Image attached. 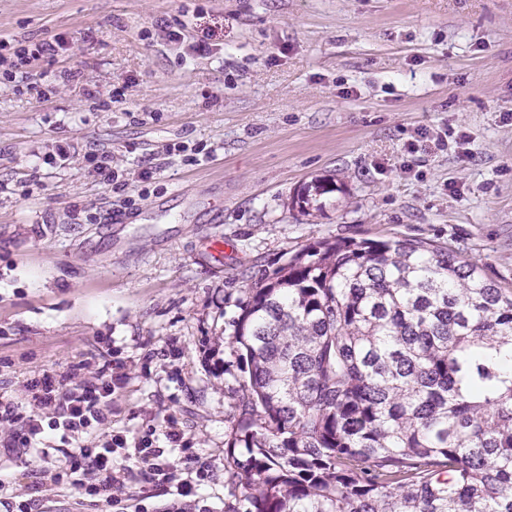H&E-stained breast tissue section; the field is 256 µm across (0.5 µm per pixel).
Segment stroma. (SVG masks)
I'll list each match as a JSON object with an SVG mask.
<instances>
[{"instance_id":"35a3bbf8","label":"stroma","mask_w":512,"mask_h":512,"mask_svg":"<svg viewBox=\"0 0 512 512\" xmlns=\"http://www.w3.org/2000/svg\"><path fill=\"white\" fill-rule=\"evenodd\" d=\"M1 36L65 50L29 82L0 74V397L114 344L131 380L113 428L173 415L218 510L227 342L289 256L420 237L512 288V0H0ZM101 151L128 193L94 176ZM320 176L339 187L323 212L290 209Z\"/></svg>"}]
</instances>
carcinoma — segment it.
Here are the masks:
<instances>
[{"instance_id": "cac0c4a2", "label": "carcinoma", "mask_w": 512, "mask_h": 512, "mask_svg": "<svg viewBox=\"0 0 512 512\" xmlns=\"http://www.w3.org/2000/svg\"><path fill=\"white\" fill-rule=\"evenodd\" d=\"M229 347L230 512H512V289L458 251L323 239L251 289Z\"/></svg>"}]
</instances>
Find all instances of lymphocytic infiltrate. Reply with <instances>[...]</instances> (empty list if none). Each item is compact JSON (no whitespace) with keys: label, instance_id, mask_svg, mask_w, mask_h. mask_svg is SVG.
I'll list each match as a JSON object with an SVG mask.
<instances>
[{"label":"lymphocytic infiltrate","instance_id":"1","mask_svg":"<svg viewBox=\"0 0 512 512\" xmlns=\"http://www.w3.org/2000/svg\"><path fill=\"white\" fill-rule=\"evenodd\" d=\"M128 381V364L115 349L91 369L27 379L26 404L0 400V448L56 461L48 481L28 485L17 503L6 497L10 483L0 468L5 512H34L51 486L74 490L98 512H150L151 499L166 495L170 512H217L196 492L210 466L174 416L133 434L111 429L112 404Z\"/></svg>","mask_w":512,"mask_h":512}]
</instances>
